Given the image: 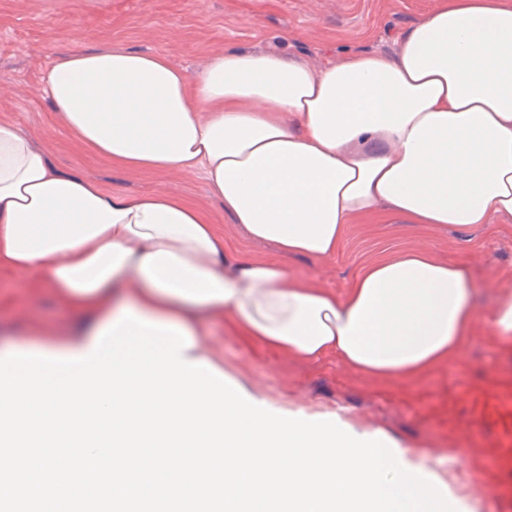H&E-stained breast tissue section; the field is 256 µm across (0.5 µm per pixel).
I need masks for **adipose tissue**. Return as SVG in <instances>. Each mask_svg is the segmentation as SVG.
<instances>
[{
    "label": "adipose tissue",
    "mask_w": 512,
    "mask_h": 512,
    "mask_svg": "<svg viewBox=\"0 0 512 512\" xmlns=\"http://www.w3.org/2000/svg\"><path fill=\"white\" fill-rule=\"evenodd\" d=\"M393 42L317 69L277 50L219 53L194 78L123 46L58 60L43 89L78 145L130 172H202L229 222L279 257L235 258L198 203L63 173L0 120V268L40 274L80 313L68 337L0 356L86 354L125 308L184 328L191 362L214 360L205 318L394 382L461 355L467 266L401 249L339 294L281 262L330 257L349 225L383 212L460 228L512 215V0H436Z\"/></svg>",
    "instance_id": "1"
}]
</instances>
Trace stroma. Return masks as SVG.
<instances>
[{
  "mask_svg": "<svg viewBox=\"0 0 512 512\" xmlns=\"http://www.w3.org/2000/svg\"><path fill=\"white\" fill-rule=\"evenodd\" d=\"M436 0H0V118H8L46 149L53 165L112 190L155 189L203 204L235 253L276 257L273 245L249 241L224 216L201 174H136L105 163L53 120L42 75L74 51L119 44L167 56L196 75L218 53L284 48L310 66L348 48L393 50L392 34L407 29ZM426 247L444 262L467 265L477 285L472 339L448 363L407 382L364 377L328 356L305 362L240 336L228 323H203L205 341L224 367L269 410L332 419L384 431L409 455L426 452L427 466L452 472L469 512H497L491 436L471 423L470 400L512 388V351L490 339L500 288L512 283V216L462 230L415 224L383 213L349 225L335 255L287 259L289 271L344 292L360 267L388 253ZM74 313L34 273L0 270V341L42 331L68 334Z\"/></svg>",
  "mask_w": 512,
  "mask_h": 512,
  "instance_id": "1",
  "label": "stroma"
}]
</instances>
